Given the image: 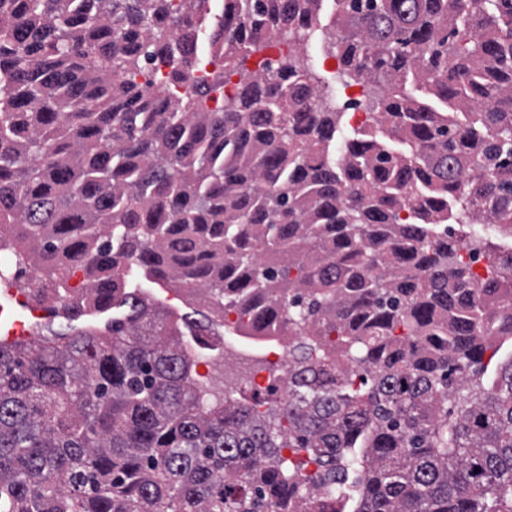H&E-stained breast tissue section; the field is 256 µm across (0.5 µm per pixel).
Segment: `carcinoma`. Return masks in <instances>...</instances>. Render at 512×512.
I'll list each match as a JSON object with an SVG mask.
<instances>
[{"label":"carcinoma","mask_w":512,"mask_h":512,"mask_svg":"<svg viewBox=\"0 0 512 512\" xmlns=\"http://www.w3.org/2000/svg\"><path fill=\"white\" fill-rule=\"evenodd\" d=\"M323 2L0 0V254L65 320L0 340V512H512V255L438 228L512 227V0ZM316 26L381 90L341 156L293 45L207 106Z\"/></svg>","instance_id":"1"}]
</instances>
